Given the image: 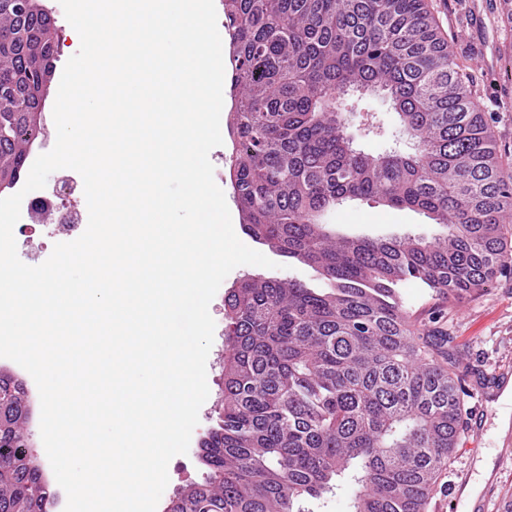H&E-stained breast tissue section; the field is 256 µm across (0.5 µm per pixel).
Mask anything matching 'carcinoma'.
<instances>
[{"mask_svg":"<svg viewBox=\"0 0 512 512\" xmlns=\"http://www.w3.org/2000/svg\"><path fill=\"white\" fill-rule=\"evenodd\" d=\"M230 180L245 231L322 286L248 277L224 301V392L200 440L203 480L168 512H307L345 483L351 512H425L462 428L465 388L411 331L395 288L474 295L512 271V167L467 66L425 0H224ZM55 21L0 0V176L45 136L38 76ZM383 94L410 138L361 149L349 95ZM354 200L426 214L430 240L334 231ZM30 398L0 370V512H47Z\"/></svg>","mask_w":512,"mask_h":512,"instance_id":"carcinoma-1","label":"carcinoma"}]
</instances>
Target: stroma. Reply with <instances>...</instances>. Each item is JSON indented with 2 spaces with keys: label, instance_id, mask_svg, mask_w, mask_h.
<instances>
[{
  "label": "stroma",
  "instance_id": "35a3bbf8",
  "mask_svg": "<svg viewBox=\"0 0 512 512\" xmlns=\"http://www.w3.org/2000/svg\"><path fill=\"white\" fill-rule=\"evenodd\" d=\"M56 20L57 48L54 61L56 78L51 81L44 101L43 140L35 142L31 157L46 153L56 141L53 106L68 59L78 51L80 38L67 21L59 0H44ZM443 35L456 55L467 61L476 85L475 101L482 112L495 121L500 145L512 150V112L501 111L498 102L512 98V80L503 78L500 52L512 45V25L503 23L499 0H427ZM351 104L364 113L376 116L380 136L363 141L364 149L382 150L388 142L404 139L398 117L384 103L373 97H351ZM233 139L224 135L222 146L214 148L209 158L214 166V179L227 197L235 233H242V216L233 200L229 169ZM330 224L347 234L403 235L412 232L433 237L438 228L426 214L408 209L391 208L374 201L349 202L329 216ZM253 275L270 279L297 278L317 285L316 273L309 267L280 258L276 268L243 265L235 268L223 281L211 302L215 321L214 341L207 359L209 396L199 412L187 454L175 456L168 465L169 483L158 503L157 512H167L170 501L188 484L201 481L204 468L197 452L201 437L214 424L216 404L224 387V299L238 283ZM398 296L412 324L423 334L443 338L445 351L454 358L467 391L465 406L467 423L454 448L450 463L439 477L426 512H472L475 500L461 496L453 500L448 491L449 480L464 470L470 481L491 485L486 512H504L503 504L512 500V446L504 444L499 423L502 405L493 399L492 384L497 374L512 373V274L497 277L493 286L477 298H448L437 294L421 282L407 280L397 286ZM491 461L490 472H482L483 461Z\"/></svg>",
  "mask_w": 512,
  "mask_h": 512
}]
</instances>
